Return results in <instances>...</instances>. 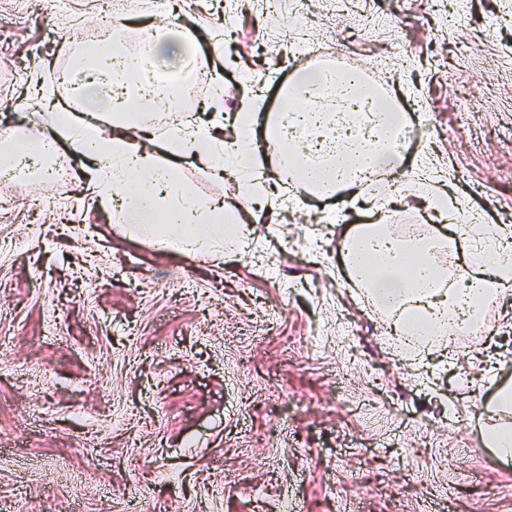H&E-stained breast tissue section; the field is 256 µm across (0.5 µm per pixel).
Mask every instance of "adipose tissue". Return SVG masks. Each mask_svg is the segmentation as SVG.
Instances as JSON below:
<instances>
[{"label": "adipose tissue", "mask_w": 512, "mask_h": 512, "mask_svg": "<svg viewBox=\"0 0 512 512\" xmlns=\"http://www.w3.org/2000/svg\"><path fill=\"white\" fill-rule=\"evenodd\" d=\"M129 54L119 68L109 69L105 81L85 85L82 112L42 115L50 133H65L80 158L87 187L100 201H117L122 223L148 234L161 251L217 258L246 249L249 228L234 218L217 219L188 188L173 185L178 163L190 159L211 171H223L214 155L213 133L184 125L163 147L152 144V131L136 121L134 113L116 111L114 88L128 85L137 68ZM287 111L263 125V140L281 170L300 171L301 180L315 193L329 196L351 185L355 168L369 164L394 169L396 158L388 144L399 129L388 113H366L346 108V100L368 94L366 85L346 82L320 71L303 74L294 84ZM108 117L110 134L95 139L86 134L90 119ZM430 246L406 250L386 225L371 230L368 242L352 236L347 257L359 282L367 285L376 304L390 318L398 346L413 353L419 346L447 335L457 320L459 288L471 287L472 313H480L486 300L498 299L507 281L482 274L481 265L512 267V252L499 247L498 234H490L472 251V265L460 272L437 268ZM512 390L500 389L484 438L501 455L512 454Z\"/></svg>", "instance_id": "obj_1"}]
</instances>
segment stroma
I'll return each instance as SVG.
<instances>
[{
	"label": "stroma",
	"mask_w": 512,
	"mask_h": 512,
	"mask_svg": "<svg viewBox=\"0 0 512 512\" xmlns=\"http://www.w3.org/2000/svg\"><path fill=\"white\" fill-rule=\"evenodd\" d=\"M193 49L224 97L277 111L282 88L328 57L367 71L417 133L390 174L387 222L405 236L512 218V0H179ZM101 0H0V127L44 135L47 83L72 65ZM175 175L234 205L242 254L162 252L68 184H0V512H512V458L484 414L512 385V290L474 342L419 360L395 346L365 285L346 284L343 236L366 213L351 191L311 194L276 169L294 206L269 208L243 178ZM75 200L71 210L41 199Z\"/></svg>",
	"instance_id": "obj_1"
}]
</instances>
